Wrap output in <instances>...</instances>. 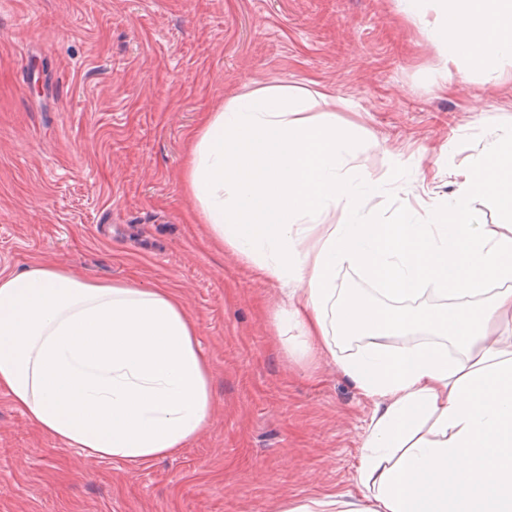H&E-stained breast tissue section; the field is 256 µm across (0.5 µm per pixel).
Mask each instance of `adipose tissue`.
Masks as SVG:
<instances>
[{"mask_svg": "<svg viewBox=\"0 0 512 512\" xmlns=\"http://www.w3.org/2000/svg\"><path fill=\"white\" fill-rule=\"evenodd\" d=\"M440 2L429 35L448 60L462 53L493 73L512 59V0ZM311 96L280 84L207 113L190 147L193 203L216 240L287 285L284 314L319 359L336 356L330 326L362 341L341 364L375 402L361 512H512V333L495 334L512 320V134L493 139L425 221L379 224L360 218L362 194L340 173L350 136L335 113L303 116ZM476 198L503 222L474 223ZM332 208L344 223L318 222ZM346 264L381 301L337 294ZM427 286L446 304L416 305ZM414 332L435 341L387 343ZM210 380L198 327L171 289L42 264L0 276V391L70 447L133 463L168 455L207 427Z\"/></svg>", "mask_w": 512, "mask_h": 512, "instance_id": "obj_1", "label": "adipose tissue"}]
</instances>
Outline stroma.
I'll use <instances>...</instances> for the list:
<instances>
[{
    "label": "stroma",
    "mask_w": 512,
    "mask_h": 512,
    "mask_svg": "<svg viewBox=\"0 0 512 512\" xmlns=\"http://www.w3.org/2000/svg\"><path fill=\"white\" fill-rule=\"evenodd\" d=\"M428 0H0V275L40 263L172 289L211 365L208 427L134 464L43 432L0 393V512H280L356 492L375 404L276 333L280 283L213 240L192 206L188 142L205 112L277 84L350 130L361 215L390 224L446 200L512 131V60L449 65Z\"/></svg>",
    "instance_id": "stroma-1"
}]
</instances>
